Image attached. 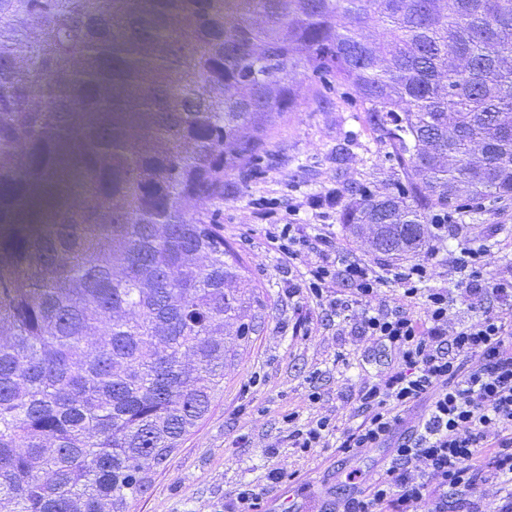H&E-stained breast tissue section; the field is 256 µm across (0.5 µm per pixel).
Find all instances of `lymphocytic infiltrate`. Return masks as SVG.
<instances>
[{"mask_svg": "<svg viewBox=\"0 0 512 512\" xmlns=\"http://www.w3.org/2000/svg\"><path fill=\"white\" fill-rule=\"evenodd\" d=\"M268 238L286 259L310 253L302 282L309 298L337 310L343 303L332 290L347 286L366 306L359 335L398 356L396 367L360 388L362 420L337 445L345 454L388 448L391 457L374 481L349 473L352 490L337 512H454L462 500L469 512H512V493L489 501L477 493L501 479L512 482V315L489 304L511 302L512 284L488 276L484 247L469 248L463 288L476 316L455 325L447 289L425 286L428 262L378 268L335 258L330 235L310 241L289 224L272 225ZM387 279L399 288V302L383 309L375 302ZM415 304L421 314L412 312ZM417 405L419 419L408 423L406 413Z\"/></svg>", "mask_w": 512, "mask_h": 512, "instance_id": "obj_1", "label": "lymphocytic infiltrate"}]
</instances>
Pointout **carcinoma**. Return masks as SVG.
<instances>
[{
  "mask_svg": "<svg viewBox=\"0 0 512 512\" xmlns=\"http://www.w3.org/2000/svg\"><path fill=\"white\" fill-rule=\"evenodd\" d=\"M301 63L401 172L337 194L369 252L512 199V0H0V512H129L224 389L217 216Z\"/></svg>",
  "mask_w": 512,
  "mask_h": 512,
  "instance_id": "cac0c4a2",
  "label": "carcinoma"
}]
</instances>
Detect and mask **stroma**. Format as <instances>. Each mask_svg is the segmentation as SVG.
Here are the masks:
<instances>
[{
  "instance_id": "1",
  "label": "stroma",
  "mask_w": 512,
  "mask_h": 512,
  "mask_svg": "<svg viewBox=\"0 0 512 512\" xmlns=\"http://www.w3.org/2000/svg\"><path fill=\"white\" fill-rule=\"evenodd\" d=\"M296 82L297 108L274 130L259 160L232 175L221 209L224 239L244 260L245 279L262 301L261 317L229 358L223 392L152 472L130 512H224L245 486L259 493L260 512H283L291 504L325 512L346 493L348 471L374 474L382 468L373 451L351 457L334 447L304 452L288 442L289 424L304 425L321 414L331 415L337 433L356 427L359 389L387 371L388 359L378 355L371 339L355 333L362 303L340 313L294 292L307 259L284 260L269 242L267 228L298 224L311 237L325 224L339 252L383 263L384 255L366 252L345 232L340 204L320 213L309 202L344 184L384 186L395 167L344 87L324 84L304 67L298 68ZM340 143L347 147L341 161L336 158ZM457 221L443 252L413 255L430 261L431 286L460 281L459 259L479 244L488 248V270L512 280V201L481 200ZM315 391L321 398L314 404L309 396ZM278 468L285 476L271 482L269 475Z\"/></svg>"
}]
</instances>
